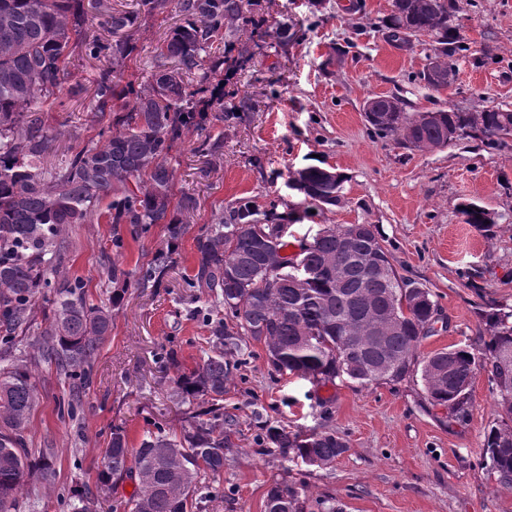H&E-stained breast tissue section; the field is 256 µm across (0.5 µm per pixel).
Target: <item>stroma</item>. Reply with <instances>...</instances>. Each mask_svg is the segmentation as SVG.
Here are the masks:
<instances>
[{
  "label": "stroma",
  "instance_id": "1",
  "mask_svg": "<svg viewBox=\"0 0 512 512\" xmlns=\"http://www.w3.org/2000/svg\"><path fill=\"white\" fill-rule=\"evenodd\" d=\"M456 34L466 50L455 56L456 75L435 90L419 78L434 53L430 38L399 46L377 28L391 0H259L270 27L287 25L294 37L280 46L275 36L259 39L253 56L231 85L249 95L256 110L241 124L207 125L223 134L224 155L206 163L195 154L201 135L191 132L171 160L176 186L193 194L198 208L188 235L158 288L130 285L114 326L100 350L77 417L63 414L70 382L40 367L37 402L27 432L30 450H56L51 483L31 479L18 497V512H60L62 492L88 490L90 512H112L130 497L135 480L98 486V465L113 427H123L129 447H138L148 422L181 431L186 406L169 397L177 370L202 363L207 345L204 301L185 280L195 265L194 234L212 211L250 198L260 208L276 206L287 216L291 247L312 240L326 224L376 225L398 274L428 288L446 329L423 340L419 351L464 348L481 354L488 336L480 314L488 306L512 308V145L490 150L463 140L434 150H411L375 135L365 120L368 98L395 95L414 109L508 107L512 109V0H453ZM175 8L149 18L132 55L130 71L150 78L157 48L179 24ZM60 103L41 113L58 130L47 162L64 159L97 134L91 93L58 91ZM317 165L341 173L343 197L313 208L292 186L296 172ZM474 202L492 213L495 226L482 234L460 212ZM112 227L78 224L64 271L84 279L90 302L109 306L113 285L107 254ZM121 268L135 271L164 245L167 232L131 236ZM176 351L180 369L165 361ZM466 419L449 418L430 406L421 378L364 388L352 382L318 385L275 372L262 345L226 385L224 412L236 423L233 445L224 451L223 498L203 512H265L274 481L287 480L304 503L320 512L319 500L336 512H512V487L499 484L486 465L485 430L506 414L485 369H476ZM283 425L300 437L336 433L346 445L332 463L317 467L297 456L283 459L262 451L257 437Z\"/></svg>",
  "mask_w": 512,
  "mask_h": 512
}]
</instances>
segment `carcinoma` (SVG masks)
Masks as SVG:
<instances>
[{
    "instance_id": "cac0c4a2",
    "label": "carcinoma",
    "mask_w": 512,
    "mask_h": 512,
    "mask_svg": "<svg viewBox=\"0 0 512 512\" xmlns=\"http://www.w3.org/2000/svg\"><path fill=\"white\" fill-rule=\"evenodd\" d=\"M169 0H136L135 10L116 9L109 0H0V349L29 330L39 304L49 306L36 353L0 367V512H12L34 476L53 478L54 449L33 455L25 433L36 402L34 372L46 364L73 381L69 408L79 401L100 349L112 332V312L90 303L87 284L64 276L69 231L75 224L105 220L113 225L112 246L124 240L119 225L141 236L165 225L172 240L189 230L183 216L197 199L176 189L172 151L187 133L211 118L219 123L245 119L251 98H226L225 86L250 59V42L268 35L266 20L254 15L251 0H176L180 23L170 29L146 82L124 79L136 49L141 19L163 10ZM448 0H392L381 30L393 42L410 44L417 32L437 44L434 61L423 71L427 85L448 83L454 73L455 28ZM80 50L110 67L95 80L97 140L53 166L44 165L53 130L33 116L55 94L69 57ZM197 78V84L189 82ZM366 122L379 136L409 149H441L471 138L487 149L512 139V109L476 107L412 113L396 96H375L364 105ZM224 133L206 135L194 152L218 159ZM297 190L313 204L334 206L344 176L328 177L311 166L295 177ZM464 223L489 232L494 217L474 203L461 206ZM265 232L282 225L271 210L253 200L238 202L224 215L212 212L195 237V273L186 286L208 304L204 322L210 354L173 379L181 402L209 404L189 429L176 434L159 423L144 431L140 447L128 448L127 435L113 428L98 468L100 487L138 478L136 493L116 502L112 512H201L224 495L203 476L224 473V449L234 420L224 416L225 385L264 345L268 362L318 383L349 380L360 386L398 384L421 377L432 406L460 419L468 414L476 357L463 348H444L425 357L418 350L433 333L438 306L427 288L400 277L373 224H353L343 242L342 226L325 225L302 246L312 277L284 279L288 242L279 235L258 248L256 225ZM169 251L159 249L139 268L138 284L161 287L170 269ZM481 360L488 367L500 404L512 415V310L493 308L483 316ZM265 451L286 457L295 452L313 466L344 453L336 434L323 431L305 439L284 427H269L259 439ZM485 457L500 483L512 486V425H492L484 435ZM84 490L64 499L66 512H88ZM266 512H301L286 482L272 484Z\"/></svg>"
}]
</instances>
